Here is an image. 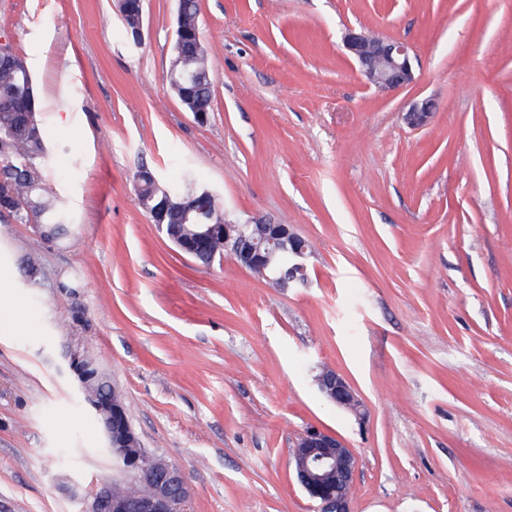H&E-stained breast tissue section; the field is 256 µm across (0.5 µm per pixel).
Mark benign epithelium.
Masks as SVG:
<instances>
[{"instance_id": "1", "label": "benign epithelium", "mask_w": 512, "mask_h": 512, "mask_svg": "<svg viewBox=\"0 0 512 512\" xmlns=\"http://www.w3.org/2000/svg\"><path fill=\"white\" fill-rule=\"evenodd\" d=\"M349 54L358 62L367 82L381 91H394L414 81L411 49L403 42L379 37L365 29L349 27L343 36ZM436 104L423 99L406 112L407 123L414 127L428 124ZM167 238L185 255L195 252L174 232L171 224H158ZM218 234L224 236V253L245 270H265L288 254V268L276 273L273 284L285 288L306 279L307 250L303 239L287 224L226 221L197 225L195 242L206 246ZM83 392L92 400V408L106 439L107 451L122 473L148 484L149 491L136 499L114 493L104 484L83 497L82 512H181L189 496L182 470L173 463L148 454L131 427L121 395L112 390V398L100 400L93 392L96 382L108 378L92 362L75 357L71 363ZM322 392L336 405L358 414L361 402L349 382L338 372L326 369L317 377ZM296 478L311 499L320 503L321 512H350V493L358 468L357 458L338 435L315 428L303 433L292 448Z\"/></svg>"}]
</instances>
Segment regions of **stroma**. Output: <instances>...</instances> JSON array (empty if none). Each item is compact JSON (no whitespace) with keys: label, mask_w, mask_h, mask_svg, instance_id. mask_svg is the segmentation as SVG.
I'll use <instances>...</instances> for the list:
<instances>
[{"label":"stroma","mask_w":512,"mask_h":512,"mask_svg":"<svg viewBox=\"0 0 512 512\" xmlns=\"http://www.w3.org/2000/svg\"><path fill=\"white\" fill-rule=\"evenodd\" d=\"M199 4L203 124L168 88L177 0H145L137 42L117 0H0L71 215L52 240L0 216V512H80L71 487L120 475L78 351L185 473V512H320L289 464L311 426L358 459L351 512H512V0ZM349 27L408 44L413 82L369 86ZM142 165L293 225L307 284L183 254L139 205ZM322 367L364 421L319 391ZM436 104L432 99H423L410 106L406 112L407 123L414 127H423L428 124L435 112Z\"/></svg>","instance_id":"stroma-1"}]
</instances>
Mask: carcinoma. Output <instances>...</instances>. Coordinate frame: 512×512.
I'll list each match as a JSON object with an SVG mask.
<instances>
[{"instance_id": "carcinoma-1", "label": "carcinoma", "mask_w": 512, "mask_h": 512, "mask_svg": "<svg viewBox=\"0 0 512 512\" xmlns=\"http://www.w3.org/2000/svg\"><path fill=\"white\" fill-rule=\"evenodd\" d=\"M118 10L127 35L136 37L141 24L137 4L132 0L120 2ZM199 13L198 0H191L185 11L177 15L176 28L196 36ZM20 59L22 56L13 50L0 54V196H10L18 202L19 209L8 216L20 223L44 224L56 236L70 220L43 187L42 166L48 157L40 130L41 106L30 71L19 65ZM168 84L188 111H211L213 66L207 47L202 44L196 50L174 52ZM134 178L138 182L140 205L149 215L168 202L177 204L194 193H204L202 189H192L189 173L181 181L165 186L145 169L137 171ZM224 220V209L212 198L207 209L184 222V232L191 235L198 224H222Z\"/></svg>"}]
</instances>
